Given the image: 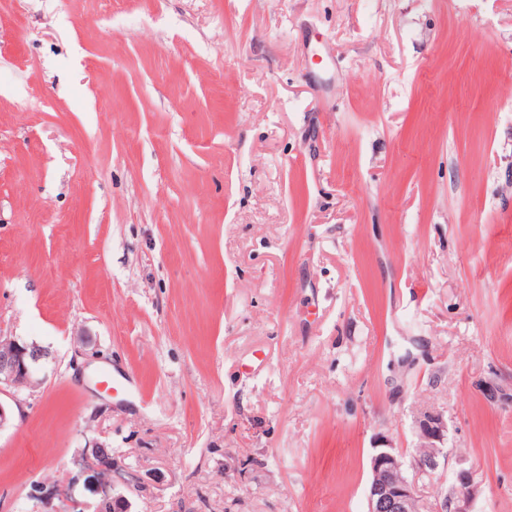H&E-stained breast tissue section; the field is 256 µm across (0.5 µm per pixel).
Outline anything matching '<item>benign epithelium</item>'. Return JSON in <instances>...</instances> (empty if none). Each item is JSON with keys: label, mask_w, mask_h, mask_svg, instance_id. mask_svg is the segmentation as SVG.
<instances>
[{"label": "benign epithelium", "mask_w": 512, "mask_h": 512, "mask_svg": "<svg viewBox=\"0 0 512 512\" xmlns=\"http://www.w3.org/2000/svg\"><path fill=\"white\" fill-rule=\"evenodd\" d=\"M0 395L10 389L31 387L37 383L38 367L52 358L50 349L36 343L19 340L13 336H0ZM420 446L430 449L425 457L414 463L416 472L435 476L443 456V445L448 437V425L440 413L428 414L419 420ZM78 465H92L108 477L102 489L101 503L120 504L110 495L111 487L124 481L121 468L108 457L107 449L95 444L74 459ZM371 479L366 490L367 512H410L411 499L417 498L415 481L408 477L399 451L392 447L377 448L370 459ZM474 495L471 471L462 467L456 472L455 494L435 505V512H471Z\"/></svg>", "instance_id": "1"}]
</instances>
